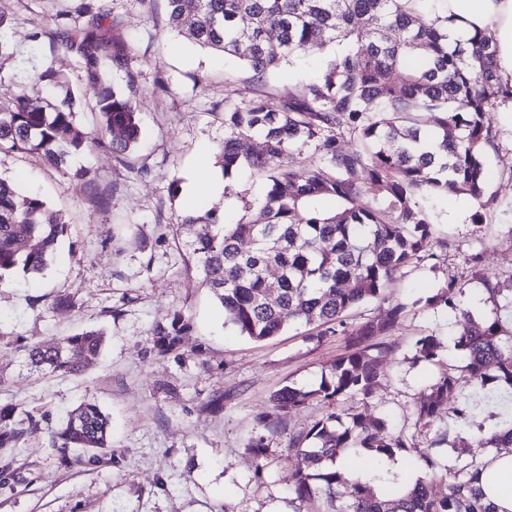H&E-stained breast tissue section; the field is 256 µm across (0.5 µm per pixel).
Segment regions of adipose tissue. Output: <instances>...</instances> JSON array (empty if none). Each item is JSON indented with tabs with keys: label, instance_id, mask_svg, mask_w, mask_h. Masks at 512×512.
Listing matches in <instances>:
<instances>
[{
	"label": "adipose tissue",
	"instance_id": "obj_1",
	"mask_svg": "<svg viewBox=\"0 0 512 512\" xmlns=\"http://www.w3.org/2000/svg\"><path fill=\"white\" fill-rule=\"evenodd\" d=\"M439 11L451 19L450 38L464 40L473 31L488 32L496 47L497 73L512 86V0H440ZM480 484L501 512H512L511 455L491 461Z\"/></svg>",
	"mask_w": 512,
	"mask_h": 512
}]
</instances>
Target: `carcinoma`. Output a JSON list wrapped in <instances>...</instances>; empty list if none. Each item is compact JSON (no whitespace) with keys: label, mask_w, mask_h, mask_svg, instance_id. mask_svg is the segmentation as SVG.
Here are the masks:
<instances>
[{"label":"carcinoma","mask_w":512,"mask_h":512,"mask_svg":"<svg viewBox=\"0 0 512 512\" xmlns=\"http://www.w3.org/2000/svg\"><path fill=\"white\" fill-rule=\"evenodd\" d=\"M55 14L50 40L70 52L96 87L92 111L100 129L114 134L112 155L141 137L133 43L107 25L103 0H73ZM434 0H167L168 24L186 30L204 49L236 57L251 76L238 98L224 102L226 173L247 164L262 180V196L234 223L215 209L186 214L200 226L187 242L204 283L224 308L225 321L242 336L262 341L286 328L312 325L318 336H342L347 350L330 377L311 387L285 386L273 402L281 419H258L265 433L249 445L256 471L270 454L268 437L282 419L316 401L324 419L296 433L288 450L297 459L289 477L290 503L318 499L320 512H498L478 485L489 460L463 458L447 472L429 460V479L412 485L375 472L348 484L336 460L350 451L393 457L417 449L416 439L455 399L462 421L484 405L498 408L499 424L480 442L493 454L512 455V322L495 316L477 322L461 308L460 286L446 281L428 304L468 321L456 341L463 365L446 361L432 335L416 339V359L438 368L416 402L412 431H389L367 414L377 385V364L388 350L382 338L400 325L403 307L382 320L353 326L349 313L382 295L397 273L437 267L429 203L450 193L485 206L487 150L495 147L492 114L512 96L498 78L490 37L476 30L448 41V16ZM246 18L249 24L239 25ZM15 17L0 10V57L9 54L7 31ZM329 51L315 75L288 88L269 106L267 75L302 59L310 48ZM125 73L123 87L110 72ZM39 80L52 91L35 105L15 91H0V153L31 154L60 168L70 153L99 136L79 128L78 96L51 68ZM254 136L256 154L243 151ZM311 152L308 165H288L290 154ZM65 226L45 200L0 177V278L41 274ZM188 321L159 323V353L181 341ZM101 330H83L51 346L27 349L32 365L61 376L80 374L100 353ZM356 398L361 404L344 407ZM60 448L94 455L110 447L108 418L93 403L73 410L54 433ZM446 484L437 492L434 484Z\"/></svg>","instance_id":"obj_1"}]
</instances>
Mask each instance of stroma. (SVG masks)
I'll return each mask as SVG.
<instances>
[{"label": "stroma", "mask_w": 512, "mask_h": 512, "mask_svg": "<svg viewBox=\"0 0 512 512\" xmlns=\"http://www.w3.org/2000/svg\"><path fill=\"white\" fill-rule=\"evenodd\" d=\"M66 6V0H0V9L18 17L8 32L13 55L0 60V84L40 103L47 89L36 75L53 66L80 95L78 124L93 131L99 126L88 110L94 88L71 54L44 36ZM104 6L136 43L139 144L122 163L109 150L83 149L61 170L0 153V175L19 177L21 189L39 193L67 227L43 274L0 281V410L11 409L6 428L20 434L0 447V512H291L289 441L324 418L325 407L313 403L288 417L270 442L262 475L254 473L248 445L262 432L259 416H279L273 393L288 384H317L346 342L313 335L304 325L255 342L225 322L223 307L188 257L191 235L181 220L203 206L236 222L261 189L244 166L223 174V193L199 202L185 195L198 170L222 174L224 103L236 98L245 73L236 61L171 29L166 0L149 6L105 0ZM494 125L497 146L486 157L489 204L481 208L455 195L435 200L433 250L443 257L440 266L395 276L381 299L352 312L359 324L403 308L401 325L386 339L389 350L378 364L381 378L368 409L395 432L410 428L412 408L437 374L415 361L416 337L437 336L444 358L462 362L455 339L464 322L427 303L437 283L461 285L463 304L476 320L493 318L494 303L475 269L512 285V120L498 112ZM77 169L85 181L72 178ZM476 253L482 262L475 268L470 258ZM67 296L73 307H57ZM177 313L189 317L190 329L177 352L157 356L154 327ZM87 328L103 329L105 345L80 375L29 365L27 346ZM85 401L109 415L111 446L68 464L52 434ZM496 421L494 407L485 406L463 429L452 410H443L435 430L447 431V445L433 446L435 431L422 433L418 450L398 456L400 475L426 477L431 458L448 469L458 455H486L479 430Z\"/></svg>", "instance_id": "obj_1"}]
</instances>
